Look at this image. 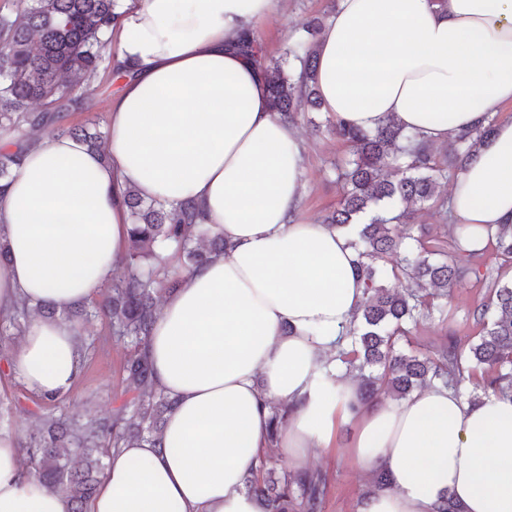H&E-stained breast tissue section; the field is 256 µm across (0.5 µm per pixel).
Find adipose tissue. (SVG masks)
I'll use <instances>...</instances> for the list:
<instances>
[{
	"mask_svg": "<svg viewBox=\"0 0 512 512\" xmlns=\"http://www.w3.org/2000/svg\"><path fill=\"white\" fill-rule=\"evenodd\" d=\"M278 0H118L111 66L128 65L108 111V158L79 140L30 141L0 192V313L19 303L98 300L126 253L122 197L192 200L227 248L182 273L146 347L155 386L176 399L164 447L110 450L88 512H264L246 482L269 447L271 408L292 471L352 425L349 453L385 468L389 490L359 512H512V395L472 403L434 384L356 405L336 342L364 282L349 235L300 216L304 147L273 112L265 75L237 45ZM334 119L375 130L395 117L438 144L512 106V0H339L320 38L318 88ZM457 224L487 240L512 224V119L452 180ZM79 341L65 321L32 319L9 358L41 396L70 392ZM28 476L0 432V512H69Z\"/></svg>",
	"mask_w": 512,
	"mask_h": 512,
	"instance_id": "obj_1",
	"label": "adipose tissue"
}]
</instances>
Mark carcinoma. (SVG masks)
Masks as SVG:
<instances>
[{"label": "carcinoma", "instance_id": "1", "mask_svg": "<svg viewBox=\"0 0 512 512\" xmlns=\"http://www.w3.org/2000/svg\"><path fill=\"white\" fill-rule=\"evenodd\" d=\"M116 7L117 0H12V9L0 13L1 137L21 145L34 131L56 126L57 133L98 149V130L64 127L61 122L80 104L72 96L75 88L91 90L97 81ZM322 27L320 18L311 17L278 56H261L270 105L287 122L295 121L300 99L314 108L321 105L316 44ZM33 103L41 111H31ZM494 122L488 117L486 123L452 136L441 157L420 135L404 130L392 118L373 132L340 121L332 125L354 158L337 167L345 192L326 223L354 235L351 244L365 283L360 308L340 336L346 344L338 345L336 360L357 373L361 405L382 395L403 399L415 388L433 383L458 391L467 381L473 386L472 402L512 393V280L487 282V300L473 311L480 329L466 342L450 329L443 343L404 352L402 345L412 344L413 329L443 313L448 288L469 274L480 276L485 250L463 247L462 224L448 228L457 260L446 257L439 241L423 233L416 237L419 249L409 250L392 222L408 224L410 214L386 215L398 202L448 207V201L437 195L440 184L466 167L491 135ZM18 162L17 154L0 151V189ZM124 204L131 219L125 260L101 300L90 306H36L47 320H104L112 326V335L127 344L123 393L130 398L112 417L48 418L24 448L29 473L65 496L70 512H86L103 475L102 458L110 449L143 441L164 447L163 428L176 401L155 388L145 345L157 318L158 298L174 292L181 279L178 271L162 267L160 252L173 247L182 266L194 269L225 249L224 238L212 234L202 208L192 201L174 205L146 200L130 188ZM491 245L498 255L512 260V224L498 225ZM397 255L400 263L388 270L378 264ZM390 276L406 279L408 286L388 287L385 281ZM30 310L23 303L0 316V335L21 331ZM288 416L287 406H273L271 441L278 440ZM247 488L264 502L266 512H322L328 478L321 471L280 472L267 455L247 480Z\"/></svg>", "mask_w": 512, "mask_h": 512}]
</instances>
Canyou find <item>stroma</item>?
I'll return each mask as SVG.
<instances>
[{
    "label": "stroma",
    "instance_id": "obj_1",
    "mask_svg": "<svg viewBox=\"0 0 512 512\" xmlns=\"http://www.w3.org/2000/svg\"><path fill=\"white\" fill-rule=\"evenodd\" d=\"M337 5L338 0H279L275 11L257 22L255 33L267 55H278L304 19L329 17ZM111 83V72L105 67L100 71L96 91L76 90L81 106L70 112L68 123L76 125L93 119L100 129H107L108 105L113 95ZM326 119V112H306L296 123L305 148L306 191L300 215L315 223L322 222L339 202L342 188L336 178V167L352 157L349 147L327 131ZM484 293L479 280L460 281L448 294L447 321L434 318L422 323L414 331L416 343L423 347L436 345L451 329L460 336L472 335L476 327L470 311ZM82 334L86 346L82 373L73 389L51 405L43 403L21 380L6 373L5 360L17 348V340L6 341L0 347V430L24 440L39 415L62 412L75 419L104 417L120 405L124 344L117 342L108 323L99 319L85 324ZM352 433L351 426H341L335 447L309 451L311 469L324 472L329 478L322 512H358L360 498L368 488L369 470L349 454Z\"/></svg>",
    "mask_w": 512,
    "mask_h": 512
}]
</instances>
